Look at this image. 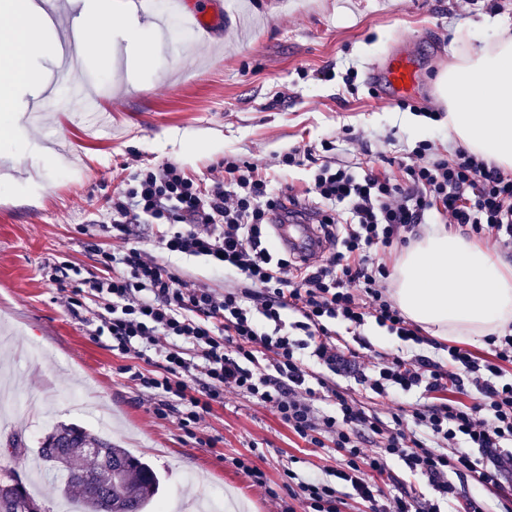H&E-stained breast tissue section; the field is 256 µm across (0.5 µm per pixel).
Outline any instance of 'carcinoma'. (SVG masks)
Masks as SVG:
<instances>
[{
    "mask_svg": "<svg viewBox=\"0 0 512 512\" xmlns=\"http://www.w3.org/2000/svg\"><path fill=\"white\" fill-rule=\"evenodd\" d=\"M45 470L65 471L63 497L79 512H146L162 490V479L141 456L76 425L55 427L39 448ZM42 503L12 470L0 468V512L16 504Z\"/></svg>",
    "mask_w": 512,
    "mask_h": 512,
    "instance_id": "obj_1",
    "label": "carcinoma"
}]
</instances>
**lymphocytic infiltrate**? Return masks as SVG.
Returning <instances> with one entry per match:
<instances>
[{"label":"lymphocytic infiltrate","mask_w":512,"mask_h":512,"mask_svg":"<svg viewBox=\"0 0 512 512\" xmlns=\"http://www.w3.org/2000/svg\"><path fill=\"white\" fill-rule=\"evenodd\" d=\"M336 150L326 139L281 158L285 166L316 168L306 192L324 204L316 213L324 237L341 245L320 263L273 253V213L281 200L299 199L273 188L257 164L228 156L223 175L203 179L173 163L137 171L102 227L126 246L102 252L106 275L89 283L109 300L97 333L111 337L119 353L160 357L159 373L139 377L161 398L157 418L177 412L190 427L232 389L270 407L308 445L333 443L342 463L331 478L288 471L279 512H342L350 500L367 512H441L449 503L458 512H491L484 499L461 496L455 481L470 477L497 490L512 465V378L505 370L512 333L490 337L483 355L424 336L391 299L385 259L436 220L511 255L512 177L464 148L437 152L429 140L391 158L396 178L370 164L356 168ZM162 222L172 226L160 239L163 253L207 258L234 272L235 285L219 292L195 284L131 244L133 225ZM288 313L297 315L306 342L281 333ZM371 321L416 352H381L363 339L347 352L337 346L333 324L354 335ZM186 344L192 353L183 352ZM306 345L332 372L343 355L354 357V380L377 396L420 389L440 399L383 421L336 382L312 378L300 356ZM432 348L445 349L446 358L429 356ZM321 400L330 410L318 409ZM395 459L433 498L403 489L385 495L384 486L398 482L389 466Z\"/></svg>","instance_id":"obj_1"}]
</instances>
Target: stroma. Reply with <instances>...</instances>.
Instances as JSON below:
<instances>
[{
  "mask_svg": "<svg viewBox=\"0 0 512 512\" xmlns=\"http://www.w3.org/2000/svg\"><path fill=\"white\" fill-rule=\"evenodd\" d=\"M248 2L247 13H228L213 30L157 38L145 62L114 37L110 69L87 66L105 89L106 128L91 129L77 99L63 112L46 107L42 124L0 128V327L11 333L20 393L39 400L15 415L25 453L10 463L20 479L29 476L27 456L61 424L106 433L144 457L163 480L161 500L173 505L231 491L244 512H276L286 469L307 475L337 466L334 450L308 446L270 409L235 392L188 430L178 415L156 418L152 391L134 375L157 371V362L113 352L111 338L95 333L101 300L80 292L71 314L50 267L67 260L83 277H104L99 252L113 240L100 224L140 168L168 162L204 178L227 156L256 161L274 188H293L311 213L310 168L279 163L289 149L333 139L348 162L391 158L423 139L453 150L447 120L407 122L371 74L391 54L409 53L419 68L410 103L444 114L439 75L476 22L512 20V0ZM242 454L265 472L267 488L234 465Z\"/></svg>",
  "mask_w": 512,
  "mask_h": 512,
  "instance_id": "stroma-1",
  "label": "stroma"
}]
</instances>
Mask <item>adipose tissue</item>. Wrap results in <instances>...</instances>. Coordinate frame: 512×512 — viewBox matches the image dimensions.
<instances>
[{"label":"adipose tissue","instance_id":"1","mask_svg":"<svg viewBox=\"0 0 512 512\" xmlns=\"http://www.w3.org/2000/svg\"><path fill=\"white\" fill-rule=\"evenodd\" d=\"M118 0H89L86 25L95 40L80 51L101 67L110 63ZM0 13L12 19L0 30V112L16 122L20 89L37 85L28 56L51 52L46 28L33 18L30 0H0ZM482 46L459 53L440 77L448 105V136L470 152L512 172V37L502 21H485ZM393 298L403 314L435 336L458 340L503 334L512 325V271L463 236L431 227L412 242L391 274Z\"/></svg>","mask_w":512,"mask_h":512}]
</instances>
